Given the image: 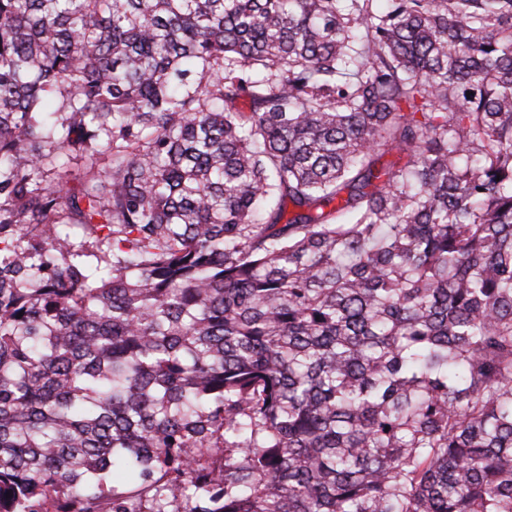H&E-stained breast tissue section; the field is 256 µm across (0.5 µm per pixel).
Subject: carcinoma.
<instances>
[{"instance_id": "obj_1", "label": "carcinoma", "mask_w": 512, "mask_h": 512, "mask_svg": "<svg viewBox=\"0 0 512 512\" xmlns=\"http://www.w3.org/2000/svg\"><path fill=\"white\" fill-rule=\"evenodd\" d=\"M0 512H512V0H0Z\"/></svg>"}]
</instances>
